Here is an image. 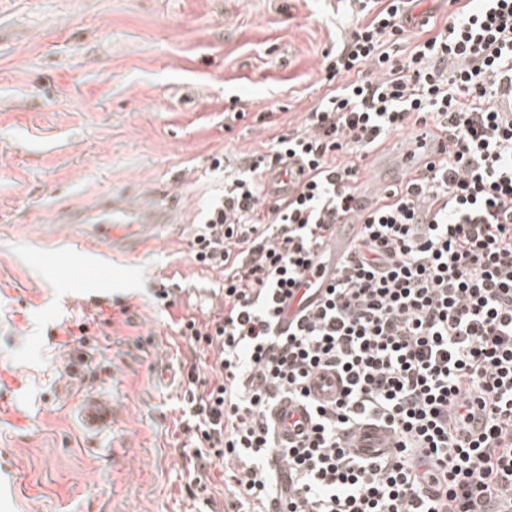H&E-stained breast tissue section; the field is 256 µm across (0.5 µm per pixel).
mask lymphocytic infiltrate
Instances as JSON below:
<instances>
[{
  "label": "lymphocytic infiltrate",
  "instance_id": "obj_1",
  "mask_svg": "<svg viewBox=\"0 0 512 512\" xmlns=\"http://www.w3.org/2000/svg\"><path fill=\"white\" fill-rule=\"evenodd\" d=\"M348 2L331 89L225 171L189 242L218 284L213 313L174 321L209 360L187 373L186 477L226 475V512H512V0H448L440 25L412 21L420 0ZM419 124L446 148L364 209L350 258L279 333L368 155ZM287 157L285 202L263 178ZM323 370L327 403L309 389ZM283 398L310 425L280 447ZM363 424L389 432L382 456L346 446Z\"/></svg>",
  "mask_w": 512,
  "mask_h": 512
}]
</instances>
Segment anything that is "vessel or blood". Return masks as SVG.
<instances>
[{
    "label": "vessel or blood",
    "instance_id": "b4317fda",
    "mask_svg": "<svg viewBox=\"0 0 512 512\" xmlns=\"http://www.w3.org/2000/svg\"><path fill=\"white\" fill-rule=\"evenodd\" d=\"M431 137V129L420 128L408 138V148L403 157V174H410L422 167L427 159L425 147ZM369 163L374 169V174L370 179L362 182L359 193L361 202L366 205L370 204L374 197L387 186L386 179H383L380 174L381 161L373 157L370 158ZM287 170V165L278 164L266 171L265 187L268 194L283 199L293 196L294 184ZM172 215L173 211L169 208L160 210L151 206L142 212L115 201H107L92 211L82 213L79 221L83 224L95 225L101 239L113 242L132 232L137 226L165 227L170 224ZM355 230L356 227L352 224L339 225L335 233L324 243L322 251L330 261H338L347 254ZM331 275V270L312 266L301 280L295 299L290 302L285 315L286 320L295 318L300 298L310 295L322 278H328ZM78 418L82 428L88 434L97 435L108 430L112 426L111 400L99 394L83 396L79 403ZM272 418L276 424V440L281 444L297 439L300 432L309 425V415L305 409L285 400L276 406ZM347 443L359 454L371 456L386 450L389 439L383 430L375 428L348 437Z\"/></svg>",
    "mask_w": 512,
    "mask_h": 512
}]
</instances>
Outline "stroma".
I'll return each mask as SVG.
<instances>
[{"label": "stroma", "mask_w": 512, "mask_h": 512, "mask_svg": "<svg viewBox=\"0 0 512 512\" xmlns=\"http://www.w3.org/2000/svg\"><path fill=\"white\" fill-rule=\"evenodd\" d=\"M346 0H0V512H190L177 428L198 354L168 316L209 305L189 240L236 166L300 126ZM228 112L242 118L225 123ZM185 199L180 223L85 266L95 201ZM169 289L168 299L157 293ZM87 321L71 351L67 330ZM112 401L85 434L83 395ZM16 380L5 369H0V417L6 415L11 417L17 424H20L23 419L14 410L11 399L7 396L6 392L14 390Z\"/></svg>", "instance_id": "1"}]
</instances>
